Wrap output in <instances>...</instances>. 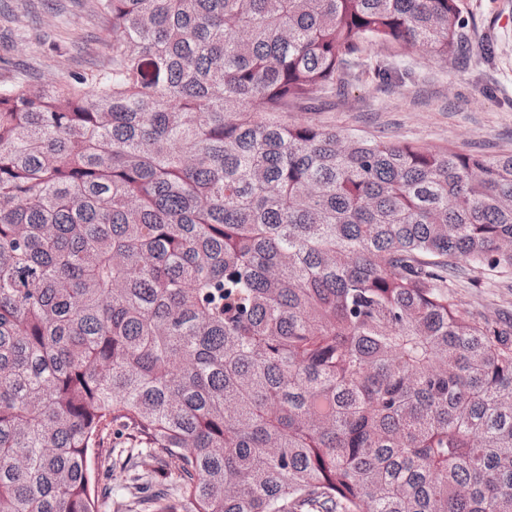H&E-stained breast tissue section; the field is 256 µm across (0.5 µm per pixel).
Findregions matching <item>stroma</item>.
Here are the masks:
<instances>
[{
	"label": "stroma",
	"instance_id": "35a3bbf8",
	"mask_svg": "<svg viewBox=\"0 0 512 512\" xmlns=\"http://www.w3.org/2000/svg\"><path fill=\"white\" fill-rule=\"evenodd\" d=\"M477 36L490 42L481 61L461 55L443 63L422 49L377 46L373 52L387 78L356 73L335 97L316 108H289L282 118L355 134L379 136L429 149L453 147L472 153L512 152V0H462ZM112 31L91 15L89 0H0V86L12 84L18 67L29 66L38 81L86 72L93 56L108 51ZM457 303L473 312L512 315V278L501 283L481 274L456 288ZM99 463V483L113 512H123L137 493L139 478H159L154 462L133 468L112 464V451L129 445L126 433L108 427Z\"/></svg>",
	"mask_w": 512,
	"mask_h": 512
}]
</instances>
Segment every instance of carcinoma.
Masks as SVG:
<instances>
[{"label": "carcinoma", "mask_w": 512, "mask_h": 512, "mask_svg": "<svg viewBox=\"0 0 512 512\" xmlns=\"http://www.w3.org/2000/svg\"><path fill=\"white\" fill-rule=\"evenodd\" d=\"M107 61L0 87V512H512V152L279 113L462 0H93ZM93 90H85L86 85ZM457 303L474 313L499 311L505 316L512 315V278L498 283L488 276L475 273L471 283L453 288ZM103 437L102 454L99 457V465H102L99 488L103 490L106 488L112 502V509H106V511L125 512L124 505L132 501L137 494V484L142 482L141 480L137 481V479L143 477V480H146L147 477H150L154 481H159L161 480L160 473L155 468L157 464L148 459L145 461L139 460L138 467L112 468V448H127L130 446V439L126 432L117 431L115 426L108 427ZM108 469L109 472L107 473Z\"/></svg>", "instance_id": "carcinoma-1"}]
</instances>
